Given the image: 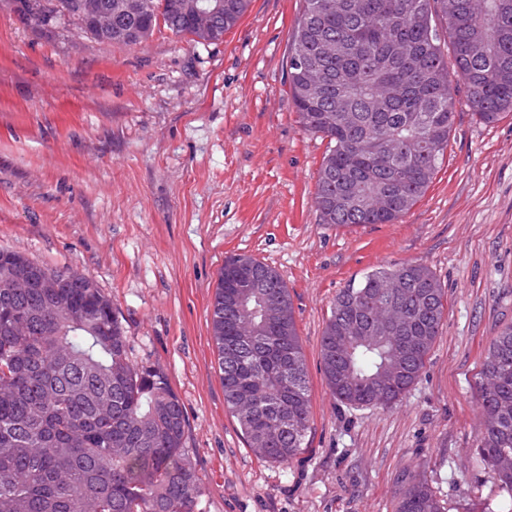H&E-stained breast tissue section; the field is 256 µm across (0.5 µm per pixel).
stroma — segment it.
<instances>
[{
    "label": "stroma",
    "mask_w": 512,
    "mask_h": 512,
    "mask_svg": "<svg viewBox=\"0 0 512 512\" xmlns=\"http://www.w3.org/2000/svg\"><path fill=\"white\" fill-rule=\"evenodd\" d=\"M301 0H251L223 40L137 45L42 35L0 0V247L93 278L129 357L185 407L200 512H397L423 470L447 512L493 497L478 466L476 383L512 324V115L477 121L466 90L443 163L393 224L336 228L314 203L327 141L298 123L288 52ZM275 267L311 394L287 465L248 447L224 405L211 303L225 256ZM422 263L448 314L423 372L388 410L330 395L320 337L337 292Z\"/></svg>",
    "instance_id": "stroma-1"
}]
</instances>
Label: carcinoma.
Wrapping results in <instances>:
<instances>
[{"label": "carcinoma", "instance_id": "carcinoma-1", "mask_svg": "<svg viewBox=\"0 0 512 512\" xmlns=\"http://www.w3.org/2000/svg\"><path fill=\"white\" fill-rule=\"evenodd\" d=\"M43 32L70 28L136 45L161 28L224 38L249 0H223L201 29L182 0H146L112 33L88 29L79 4ZM474 115L512 114V0H302L289 82L301 127L329 140L315 204L336 227L393 224L427 192L455 124V90L435 18ZM15 271L58 278L51 297L6 287ZM448 300L422 264L380 268L337 295L320 338L335 400L390 408L420 377ZM224 405L265 461L289 464L307 436L311 400L283 276L247 255L224 258L211 310ZM112 302L93 280L0 247V512H198L185 455L186 415L167 374L134 364ZM478 464L496 486L481 512H512V325L490 345L478 381ZM397 512H445L426 475L406 481Z\"/></svg>", "mask_w": 512, "mask_h": 512}]
</instances>
